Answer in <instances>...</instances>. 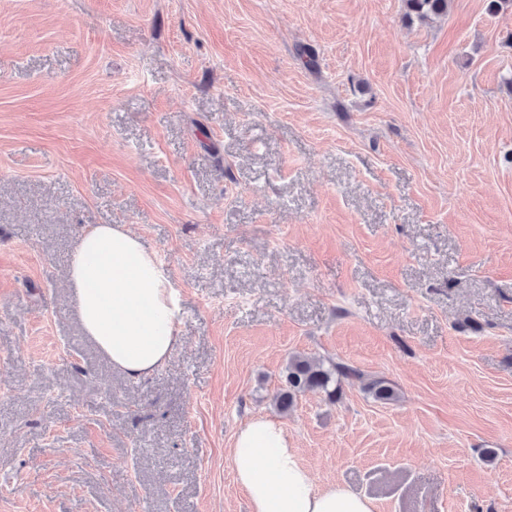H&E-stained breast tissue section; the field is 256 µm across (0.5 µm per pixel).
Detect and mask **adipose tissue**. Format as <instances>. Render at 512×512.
Here are the masks:
<instances>
[{
    "label": "adipose tissue",
    "mask_w": 512,
    "mask_h": 512,
    "mask_svg": "<svg viewBox=\"0 0 512 512\" xmlns=\"http://www.w3.org/2000/svg\"><path fill=\"white\" fill-rule=\"evenodd\" d=\"M80 323L113 366L138 377L155 372L180 340L176 290L168 269L122 224L82 229L68 259ZM252 512H375L368 497L341 485L317 486L283 427L252 417L229 454Z\"/></svg>",
    "instance_id": "adipose-tissue-1"
}]
</instances>
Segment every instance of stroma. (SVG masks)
Wrapping results in <instances>:
<instances>
[{"instance_id": "stroma-1", "label": "stroma", "mask_w": 512, "mask_h": 512, "mask_svg": "<svg viewBox=\"0 0 512 512\" xmlns=\"http://www.w3.org/2000/svg\"><path fill=\"white\" fill-rule=\"evenodd\" d=\"M511 36L487 0H0V512H250L258 414L376 512H512ZM89 224L179 292L152 374L81 329ZM295 354L364 377L284 416ZM408 10L407 17L415 14L421 20L445 14L448 10V0H405Z\"/></svg>"}]
</instances>
